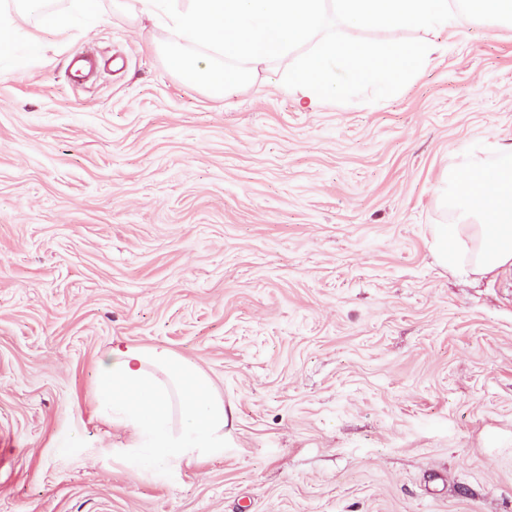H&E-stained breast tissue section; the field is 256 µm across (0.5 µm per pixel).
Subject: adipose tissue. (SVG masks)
I'll list each match as a JSON object with an SVG mask.
<instances>
[{"instance_id": "adipose-tissue-1", "label": "adipose tissue", "mask_w": 512, "mask_h": 512, "mask_svg": "<svg viewBox=\"0 0 512 512\" xmlns=\"http://www.w3.org/2000/svg\"><path fill=\"white\" fill-rule=\"evenodd\" d=\"M47 0H0V52L16 41L33 13L43 26L69 27V15L46 11ZM488 168L465 176L449 170L440 202L454 213L431 228L438 262L450 269L488 274L512 266V143H488ZM97 398L143 448L139 466L198 461L224 446L228 417L210 379L167 351L112 346L98 370Z\"/></svg>"}]
</instances>
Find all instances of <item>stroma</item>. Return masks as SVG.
<instances>
[{
	"label": "stroma",
	"instance_id": "stroma-1",
	"mask_svg": "<svg viewBox=\"0 0 512 512\" xmlns=\"http://www.w3.org/2000/svg\"><path fill=\"white\" fill-rule=\"evenodd\" d=\"M0 60V512H512V266H440L437 188L512 142V28L397 94L299 108L169 72L137 0ZM37 35L30 44L29 35ZM123 69L72 83L70 56ZM208 374V460L131 466L97 408L114 341Z\"/></svg>",
	"mask_w": 512,
	"mask_h": 512
}]
</instances>
